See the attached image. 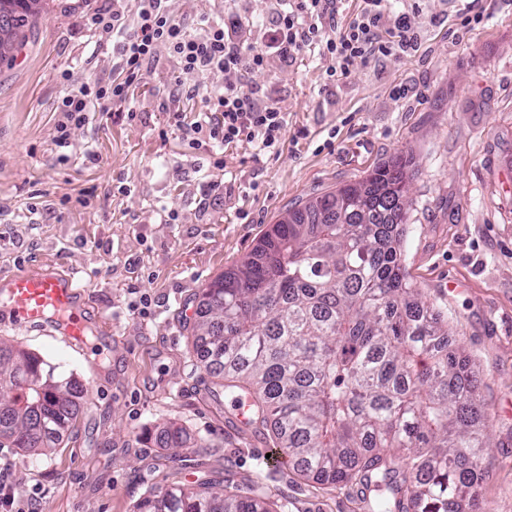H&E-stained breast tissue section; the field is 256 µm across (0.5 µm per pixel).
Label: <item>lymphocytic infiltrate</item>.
Masks as SVG:
<instances>
[{"mask_svg": "<svg viewBox=\"0 0 512 512\" xmlns=\"http://www.w3.org/2000/svg\"><path fill=\"white\" fill-rule=\"evenodd\" d=\"M279 2L260 48L244 45L234 17L207 23L203 35L189 34L172 17L167 0H136L132 9L123 2L111 15L94 17L102 37L120 41L118 74L107 85L69 86L58 109L55 143L69 146L72 129L87 123L92 105L124 101L145 65L165 52L182 71L206 76L213 87L204 117L190 124L175 119L182 136L189 140L204 136L216 151L245 140L261 152L276 146L287 128L284 113L263 103L259 87L246 80L247 75L265 70L269 56L290 59L304 49H318L328 63L326 76L332 80L346 77L356 61L413 49L420 40L417 0L398 13L392 12L388 0H362L360 12L343 28L336 22L343 0Z\"/></svg>", "mask_w": 512, "mask_h": 512, "instance_id": "1", "label": "lymphocytic infiltrate"}]
</instances>
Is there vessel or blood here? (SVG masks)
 Here are the masks:
<instances>
[{
	"mask_svg": "<svg viewBox=\"0 0 512 512\" xmlns=\"http://www.w3.org/2000/svg\"><path fill=\"white\" fill-rule=\"evenodd\" d=\"M82 287L58 270L20 272L0 279V325H51L71 344L85 345L89 322L81 308Z\"/></svg>",
	"mask_w": 512,
	"mask_h": 512,
	"instance_id": "obj_1",
	"label": "vessel or blood"
}]
</instances>
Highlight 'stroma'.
Returning a JSON list of instances; mask_svg holds the SVG:
<instances>
[{
  "label": "stroma",
  "mask_w": 512,
  "mask_h": 512,
  "mask_svg": "<svg viewBox=\"0 0 512 512\" xmlns=\"http://www.w3.org/2000/svg\"><path fill=\"white\" fill-rule=\"evenodd\" d=\"M113 0H46L13 63L0 66V276L63 267L84 287L91 348L48 328H0L86 386L70 434L49 453L0 447L42 512H133L148 488L231 478L283 512H362L352 486L326 488L272 465L232 395L197 358L200 288L234 267L285 209L410 158L406 270L481 377L493 447L481 496L512 512V0H422L418 50L355 62L326 87L315 53L255 75L288 131L272 150L239 142L215 165L173 113L209 109L205 77L169 55L145 66L114 115L93 110L71 145L54 142L75 82L107 83L117 49L91 23ZM277 0H171L177 21L234 14L265 42ZM457 282L449 293L448 282ZM191 437L159 448L168 423Z\"/></svg>",
  "instance_id": "obj_1"
}]
</instances>
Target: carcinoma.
Segmentation results:
<instances>
[{
	"mask_svg": "<svg viewBox=\"0 0 512 512\" xmlns=\"http://www.w3.org/2000/svg\"><path fill=\"white\" fill-rule=\"evenodd\" d=\"M42 0H0V63L11 62ZM410 159L289 208L199 296L192 332L224 390L252 401L250 425L301 476L355 483L367 512H490L481 466L490 448L474 362L403 264ZM84 398L74 376L0 342V447L47 450ZM170 425L160 448H183ZM151 488L134 512H279L267 495Z\"/></svg>",
	"mask_w": 512,
	"mask_h": 512,
	"instance_id": "cac0c4a2",
	"label": "carcinoma"
}]
</instances>
